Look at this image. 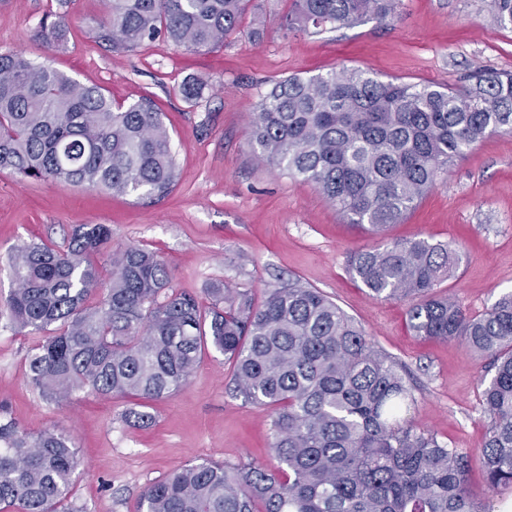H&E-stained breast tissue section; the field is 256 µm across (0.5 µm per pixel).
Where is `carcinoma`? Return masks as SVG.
I'll list each match as a JSON object with an SVG mask.
<instances>
[{"label": "carcinoma", "instance_id": "obj_1", "mask_svg": "<svg viewBox=\"0 0 512 512\" xmlns=\"http://www.w3.org/2000/svg\"><path fill=\"white\" fill-rule=\"evenodd\" d=\"M250 0H110L112 51L159 36L189 51L221 47ZM400 0H294L289 32L386 23ZM490 22L512 29V0H489ZM65 18L37 38L64 40ZM205 84L182 83L191 101ZM512 133V72L477 70L460 88L381 81L343 68L276 82L255 106L257 158L311 183L353 225L379 234L401 223L448 169L488 134ZM60 187L86 185L156 200L177 180L161 112L143 98L114 105L47 62L0 53V170ZM111 239L83 226L67 248L25 243L11 257L7 309L40 334L27 382L59 403L90 389L156 400L177 392L214 348L233 365L245 401L273 410L277 465L191 462L145 487L140 512H479L465 476L469 456L400 421L414 404L403 368L316 288L290 282L256 306L228 285L209 302L171 289L154 252L112 253L109 276L92 259ZM459 262L424 238L360 249L349 272L377 298L409 300L418 336L461 340L490 361L482 383L486 442L478 461L490 489L512 487V293L471 317L435 291ZM81 465L55 429L32 436L0 420V512H82L70 496Z\"/></svg>", "mask_w": 512, "mask_h": 512}]
</instances>
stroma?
Here are the masks:
<instances>
[{
    "mask_svg": "<svg viewBox=\"0 0 512 512\" xmlns=\"http://www.w3.org/2000/svg\"><path fill=\"white\" fill-rule=\"evenodd\" d=\"M291 7L292 0H253L251 13L267 21L263 34L242 30L210 52L159 39L116 53L103 38L106 0H0V53L49 61L121 104L151 98L178 173L170 195L142 203L0 171V413L27 433L54 428L71 438L82 460L72 497L85 512H139L147 484L192 461L272 467L276 460L272 409L236 395L229 362L213 350L176 394L150 401L154 421L146 427L125 422L132 399L83 391L55 404L28 384L26 357L39 337L10 324L9 259L26 242L67 246L84 224L110 226V250L157 252L179 293L202 299L227 282L259 303L291 280L319 289L410 372L415 403L407 420L468 455L484 446L487 359L459 340L415 336L407 302L373 297L350 275L348 258L389 239L425 238L457 250L458 267L439 291L467 314H482L511 293L512 134L488 136L405 221L376 235L346 223L312 184L258 162L249 115L275 82L344 68L383 81L459 87L475 70H512V31L484 21L482 0H401L384 24L286 35L279 22ZM59 10L68 32L57 49L36 32ZM189 78L206 85L194 101L180 93Z\"/></svg>",
    "mask_w": 512,
    "mask_h": 512,
    "instance_id": "35a3bbf8",
    "label": "stroma"
}]
</instances>
